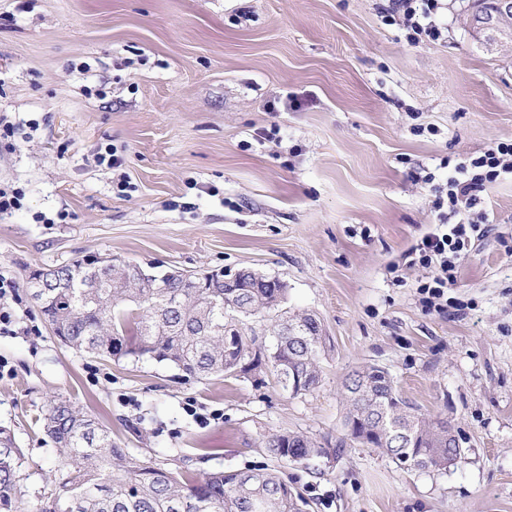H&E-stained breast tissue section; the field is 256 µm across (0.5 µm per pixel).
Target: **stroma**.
Returning <instances> with one entry per match:
<instances>
[{
    "label": "stroma",
    "mask_w": 512,
    "mask_h": 512,
    "mask_svg": "<svg viewBox=\"0 0 512 512\" xmlns=\"http://www.w3.org/2000/svg\"><path fill=\"white\" fill-rule=\"evenodd\" d=\"M388 0H0V274L20 283L0 333V426L22 448L17 512L53 486L37 419L69 399L120 447L198 475L278 467L308 512H512V178L479 195L488 233L449 297L425 312L424 269L389 263L438 223L432 186L512 139V52L442 0L441 36L409 43ZM116 148L117 168L98 164ZM114 256L144 270H257L324 328L319 384L284 391L265 366L185 381L147 359L102 360L54 336L24 283L37 269ZM383 368L426 418L455 424L467 461L411 470L351 445L280 463L285 432L344 434L345 381ZM208 416L200 424V416Z\"/></svg>",
    "instance_id": "obj_1"
}]
</instances>
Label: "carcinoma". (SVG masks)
Masks as SVG:
<instances>
[{"instance_id":"carcinoma-1","label":"carcinoma","mask_w":512,"mask_h":512,"mask_svg":"<svg viewBox=\"0 0 512 512\" xmlns=\"http://www.w3.org/2000/svg\"><path fill=\"white\" fill-rule=\"evenodd\" d=\"M40 278L44 288L33 280ZM265 275L247 269L235 288L224 287L220 273L207 287L186 288L175 273L147 282L129 279L105 257L99 268L86 259L36 270L26 281L31 297L66 347L102 359L137 357L166 362L183 379L223 377L245 372L262 361L282 388L297 396L320 381L325 337L313 313L284 309L287 288L263 283ZM276 314L298 329L296 336L270 337L259 345L243 322ZM372 367L347 378L349 409L344 429L350 441L382 450L415 470L446 471L465 459L451 421L426 420L401 398L394 381L382 376L370 386ZM299 378L301 385L292 386ZM40 429L59 451L54 488L37 499L35 512H307L309 502L275 470H217L197 478L142 460L112 441L109 431L63 398L51 400ZM346 441L324 448L299 433L270 437L266 449L285 462L308 465L337 458ZM23 452L11 430L0 427V512H17Z\"/></svg>"}]
</instances>
